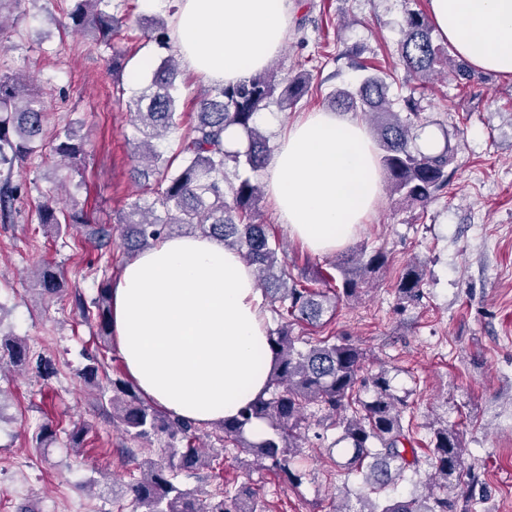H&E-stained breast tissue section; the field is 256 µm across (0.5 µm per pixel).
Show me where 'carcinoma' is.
I'll return each instance as SVG.
<instances>
[{"instance_id":"obj_1","label":"carcinoma","mask_w":512,"mask_h":512,"mask_svg":"<svg viewBox=\"0 0 512 512\" xmlns=\"http://www.w3.org/2000/svg\"><path fill=\"white\" fill-rule=\"evenodd\" d=\"M70 26L106 43L126 27L127 18L112 12V0H72ZM147 38L170 49L167 23L155 21L144 31ZM399 55L406 73L427 86L447 63V51L434 37V27L420 10L405 16ZM174 54L161 58L150 84L134 101L133 157L138 177L154 178L153 187L135 199L121 218L129 258L154 246L160 239L184 232L216 239L239 253L254 268L264 291L265 306L279 326L269 331L273 354L266 391L224 420L219 445L230 444L253 458V463L279 474L297 487L306 479L303 441L306 411L319 413L320 431L314 437L327 443L328 457L349 474H359L368 492L357 497L359 507L343 501L336 512H456L454 491L461 484L464 445L458 431L441 425L432 429L428 484L424 496L411 495L379 502L372 495L393 486L407 470L418 472L419 455L410 429L404 425L408 395L394 390L388 372L362 376L364 352L346 338L309 341L296 336L299 322L314 325L325 313L360 296L373 276L388 263L381 249L362 248L329 264V269L308 276L293 275L284 251L273 244L268 227L257 222L260 186L246 177L225 186L224 172L242 166L257 172L271 157L269 139L256 124L259 111L275 99L292 108L309 92L312 77L299 73L279 79L266 71L237 83L222 84L196 102V120L181 136L176 153L166 158L159 143L179 127V91L175 85ZM338 111L363 112L373 126L382 165L391 191L412 204L426 206L448 187L449 151L426 153L415 146L416 128L434 123L420 112V99L391 98L379 75L366 76L353 91L330 95ZM47 106L30 79L3 69L0 63V219L15 211L21 187L14 170L39 157L45 146ZM234 126L247 138L243 148L224 144V131ZM85 137L68 128L51 140L57 161L73 166L84 154ZM178 167H173L175 160ZM50 193L37 209L41 224L60 228L85 225L77 204L64 209ZM164 215H156L157 208ZM87 236L98 249L112 244V226L95 224ZM423 265L411 262L397 281L399 299L420 296ZM42 294L60 291V274L50 265L38 271ZM80 316L97 322L99 338L112 337L110 288L100 289L92 306L77 301ZM30 348L21 339H0V365L26 366ZM80 377L99 388L97 410L112 418L133 448L120 452L137 463L141 476L125 486L131 512H264L257 491L244 484L234 491H207L217 457L200 447L199 427L172 416L142 398L137 386L121 378H108L101 353L87 356ZM262 422L269 433L260 440L248 437L250 427ZM164 442L158 459L144 457L140 445ZM198 486L188 488L183 480Z\"/></svg>"}]
</instances>
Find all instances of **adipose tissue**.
<instances>
[{"instance_id":"adipose-tissue-1","label":"adipose tissue","mask_w":512,"mask_h":512,"mask_svg":"<svg viewBox=\"0 0 512 512\" xmlns=\"http://www.w3.org/2000/svg\"><path fill=\"white\" fill-rule=\"evenodd\" d=\"M438 35L472 68L512 78V0H429ZM288 0H179L187 66L217 83L264 69L283 46ZM382 170L365 125L307 113L278 140L264 178L278 220L315 254L346 247L376 208ZM112 335L140 392L201 427L222 424L266 388V310L251 267L216 240L169 236L112 286Z\"/></svg>"}]
</instances>
